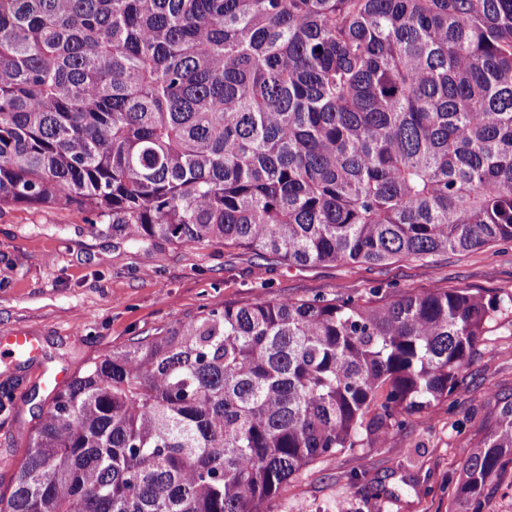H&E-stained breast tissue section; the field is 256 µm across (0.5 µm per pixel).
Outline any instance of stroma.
Listing matches in <instances>:
<instances>
[{"label": "stroma", "instance_id": "obj_1", "mask_svg": "<svg viewBox=\"0 0 512 512\" xmlns=\"http://www.w3.org/2000/svg\"><path fill=\"white\" fill-rule=\"evenodd\" d=\"M76 206L0 211V336L31 337L34 355L0 357V492L55 388L96 357L214 304L262 299L385 298L431 288L512 295V241L385 263L288 265L220 244L144 248L96 229ZM512 394V312L490 323L466 384L380 444L346 448L297 472L267 512H448L468 433L495 396Z\"/></svg>", "mask_w": 512, "mask_h": 512}]
</instances>
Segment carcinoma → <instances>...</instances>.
<instances>
[{
	"mask_svg": "<svg viewBox=\"0 0 512 512\" xmlns=\"http://www.w3.org/2000/svg\"><path fill=\"white\" fill-rule=\"evenodd\" d=\"M292 265L512 240V0H0V210ZM220 304L58 391L0 512H266L447 398L512 296ZM512 395L462 452L485 512Z\"/></svg>",
	"mask_w": 512,
	"mask_h": 512,
	"instance_id": "1",
	"label": "carcinoma"
}]
</instances>
